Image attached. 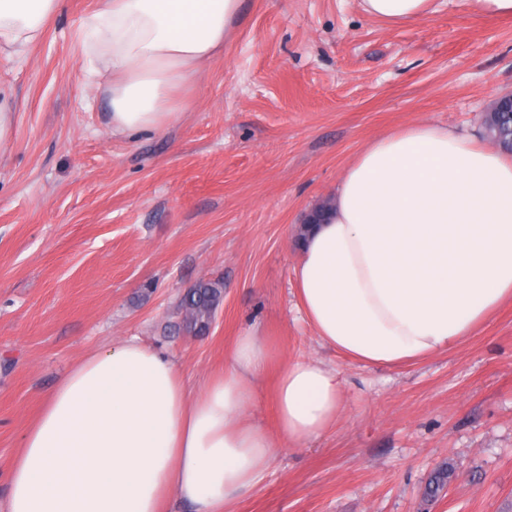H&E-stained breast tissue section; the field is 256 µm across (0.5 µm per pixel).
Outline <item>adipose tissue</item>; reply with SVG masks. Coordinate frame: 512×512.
I'll list each match as a JSON object with an SVG mask.
<instances>
[{"instance_id": "ef3b65f1", "label": "adipose tissue", "mask_w": 512, "mask_h": 512, "mask_svg": "<svg viewBox=\"0 0 512 512\" xmlns=\"http://www.w3.org/2000/svg\"><path fill=\"white\" fill-rule=\"evenodd\" d=\"M61 0H0V52L25 54ZM410 24L438 0H360ZM241 0H98L81 21L88 81L113 134L161 129L193 104L201 68L224 51ZM297 310L323 345L364 365L448 351L512 298V153L415 123L372 141L336 184L329 219L302 243ZM270 362L238 336L220 373L191 389L169 357L129 338L82 360L43 397L10 470L8 512H232L278 442L296 448L343 415L341 383L313 360L282 366L278 433L248 419Z\"/></svg>"}]
</instances>
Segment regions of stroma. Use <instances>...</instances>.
Returning <instances> with one entry per match:
<instances>
[{"mask_svg": "<svg viewBox=\"0 0 512 512\" xmlns=\"http://www.w3.org/2000/svg\"><path fill=\"white\" fill-rule=\"evenodd\" d=\"M94 5L62 0L40 43L0 56V512L23 433L77 361L135 336L194 386L250 327L273 372L335 370L345 411L280 447L234 512H512V299L448 352L364 366L299 320L293 279L297 225L373 140L414 123L483 138L484 106L512 93V17L442 0L400 26L359 0H242L192 108L131 137L86 87L75 33ZM201 279L222 280L224 301L190 336L178 298Z\"/></svg>", "mask_w": 512, "mask_h": 512, "instance_id": "stroma-1", "label": "stroma"}]
</instances>
